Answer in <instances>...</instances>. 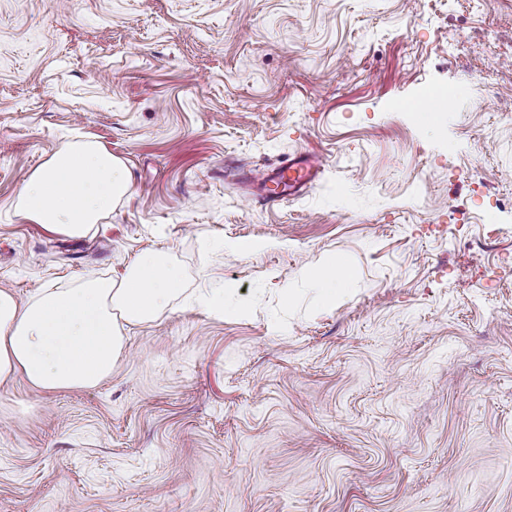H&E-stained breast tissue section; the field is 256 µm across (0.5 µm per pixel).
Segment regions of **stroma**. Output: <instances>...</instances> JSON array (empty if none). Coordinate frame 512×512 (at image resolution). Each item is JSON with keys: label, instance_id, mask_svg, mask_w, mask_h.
<instances>
[{"label": "stroma", "instance_id": "stroma-1", "mask_svg": "<svg viewBox=\"0 0 512 512\" xmlns=\"http://www.w3.org/2000/svg\"><path fill=\"white\" fill-rule=\"evenodd\" d=\"M76 136L132 188L69 238L15 202ZM148 251L184 292L110 380L0 382V512H512V0H0V289ZM323 171L320 156L310 152H299L287 157L275 167L255 174L242 170L241 177L257 184V201L273 207L288 197L298 196L315 182ZM269 184L273 187L268 186ZM330 271L331 275L327 272ZM313 274L318 277L321 286V301L324 307L333 308L343 298L349 283L353 279L352 269L345 263L329 257L324 260Z\"/></svg>", "mask_w": 512, "mask_h": 512}]
</instances>
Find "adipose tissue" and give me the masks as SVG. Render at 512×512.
Masks as SVG:
<instances>
[{
    "mask_svg": "<svg viewBox=\"0 0 512 512\" xmlns=\"http://www.w3.org/2000/svg\"><path fill=\"white\" fill-rule=\"evenodd\" d=\"M124 163L93 141L67 143L22 187L20 215L66 237L92 232L126 198ZM324 307L343 298L352 269L330 257L315 271ZM184 291L162 254H142L118 280L94 278L46 288L27 304L0 290V381L52 393L97 387L112 374L129 326L162 319Z\"/></svg>",
    "mask_w": 512,
    "mask_h": 512,
    "instance_id": "adipose-tissue-1",
    "label": "adipose tissue"
}]
</instances>
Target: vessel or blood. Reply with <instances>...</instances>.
I'll use <instances>...</instances> for the list:
<instances>
[{
  "label": "vessel or blood",
  "mask_w": 512,
  "mask_h": 512,
  "mask_svg": "<svg viewBox=\"0 0 512 512\" xmlns=\"http://www.w3.org/2000/svg\"><path fill=\"white\" fill-rule=\"evenodd\" d=\"M323 171L320 156L301 152L285 158L275 167L260 171H242L244 180L258 188L257 200L267 206L280 204L286 198L303 193Z\"/></svg>",
  "instance_id": "obj_1"
}]
</instances>
